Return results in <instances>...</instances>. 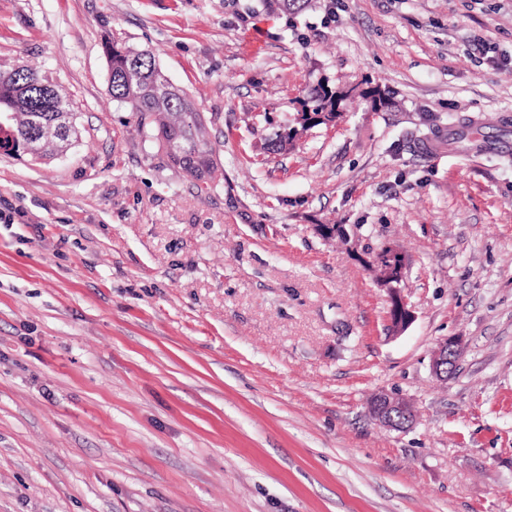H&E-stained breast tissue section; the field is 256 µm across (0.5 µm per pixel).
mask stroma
I'll return each mask as SVG.
<instances>
[{"label": "stroma", "instance_id": "35a3bbf8", "mask_svg": "<svg viewBox=\"0 0 512 512\" xmlns=\"http://www.w3.org/2000/svg\"><path fill=\"white\" fill-rule=\"evenodd\" d=\"M110 40L193 99L210 189L113 101ZM18 64L77 137L0 153V512H512V0H0ZM367 77L397 109L356 96L277 149L309 89ZM381 390L408 429L370 418ZM405 258L391 245L382 246L372 260L379 288H384L389 297V322L394 334L404 332L413 321V312L401 295V283L405 275ZM464 352L465 344L460 336H450L439 341L431 360L433 374L441 380L447 379L459 364ZM368 410L376 423L390 429H404L413 422L410 404L397 395L384 392L374 394L368 402Z\"/></svg>", "mask_w": 512, "mask_h": 512}]
</instances>
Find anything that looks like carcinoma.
<instances>
[{
	"label": "carcinoma",
	"instance_id": "1",
	"mask_svg": "<svg viewBox=\"0 0 512 512\" xmlns=\"http://www.w3.org/2000/svg\"><path fill=\"white\" fill-rule=\"evenodd\" d=\"M263 2L290 16L308 7L310 0ZM104 53L112 99L138 115L139 126L149 128L150 141L172 166L196 182L208 185L217 165L216 148L190 96L169 82L152 50L114 41L105 43ZM48 84L49 80L27 65L0 70V150L25 153L27 144L44 126L60 129V135L41 145L38 159H45L69 142L70 104L64 96H50ZM364 96L370 99L374 112L396 106L376 87L367 88ZM348 99V92L320 84L304 99L302 119L307 121L312 114L333 117ZM472 129L467 119H459L448 128V140L461 142L469 137Z\"/></svg>",
	"mask_w": 512,
	"mask_h": 512
}]
</instances>
